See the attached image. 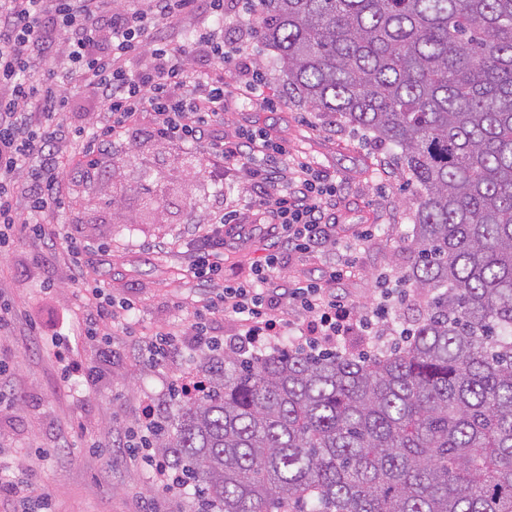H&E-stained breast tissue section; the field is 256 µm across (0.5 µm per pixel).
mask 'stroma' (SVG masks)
<instances>
[{
    "mask_svg": "<svg viewBox=\"0 0 512 512\" xmlns=\"http://www.w3.org/2000/svg\"><path fill=\"white\" fill-rule=\"evenodd\" d=\"M274 53L257 38L223 66L224 131L262 128L291 154L336 181L332 209L342 240L354 242L355 268L336 292L359 307L376 304L379 275L400 282L402 247L412 236L414 205L393 148L352 126L333 122L288 99ZM259 76L275 108H257L241 94ZM206 145L141 135L105 147L91 174L72 173L63 209L51 215L81 240L89 285L115 301L132 300L129 315L107 326L108 342L88 339L89 305L79 299L60 243L14 236L0 253V299L21 309L0 332V472L22 489H48L54 512H139L154 489L126 445L139 406L151 398L163 414L186 372L204 374L214 355L189 343L158 363L139 352L160 332L177 333L213 289L186 271L180 243L216 213L232 211L240 232L224 236V280L250 281L275 237L259 221V202L241 174L207 164ZM163 180L153 207L140 189L143 169ZM325 247L294 255L272 271L274 283L324 278L340 258ZM90 368L78 377L73 364Z\"/></svg>",
    "mask_w": 512,
    "mask_h": 512,
    "instance_id": "obj_1",
    "label": "stroma"
}]
</instances>
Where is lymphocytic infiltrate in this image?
Listing matches in <instances>:
<instances>
[{
    "instance_id": "f902f5d3",
    "label": "lymphocytic infiltrate",
    "mask_w": 512,
    "mask_h": 512,
    "mask_svg": "<svg viewBox=\"0 0 512 512\" xmlns=\"http://www.w3.org/2000/svg\"><path fill=\"white\" fill-rule=\"evenodd\" d=\"M195 15L220 20L224 0H127L120 8L112 0H0V248L7 244L5 229L15 226L41 238L62 237L47 217L63 207L68 169H92L104 145L135 139L148 111L154 138L208 144L214 163L244 172L278 236L255 280L223 285L197 310L184 339L199 348L216 346L208 320L237 314L242 331L221 344L228 352L253 353L280 342L288 311L308 319L306 334L292 339L298 350L339 348L371 335V313L340 300L334 289L349 260L323 281L269 286L270 270L285 256L335 245L330 207L336 182L290 159L287 146L266 130L217 133L224 123V82L210 69L225 58L223 26L205 31L186 49L166 35ZM151 26L157 29L152 36ZM138 55L145 61L131 70ZM74 83L95 93L98 115L90 125H68L60 117ZM227 223L213 218L187 242V270L194 278L221 282Z\"/></svg>"
}]
</instances>
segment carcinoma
I'll return each instance as SVG.
<instances>
[{
  "instance_id": "carcinoma-1",
  "label": "carcinoma",
  "mask_w": 512,
  "mask_h": 512,
  "mask_svg": "<svg viewBox=\"0 0 512 512\" xmlns=\"http://www.w3.org/2000/svg\"><path fill=\"white\" fill-rule=\"evenodd\" d=\"M288 99L397 149L402 347L233 352L154 448L211 512H512V0H259Z\"/></svg>"
}]
</instances>
